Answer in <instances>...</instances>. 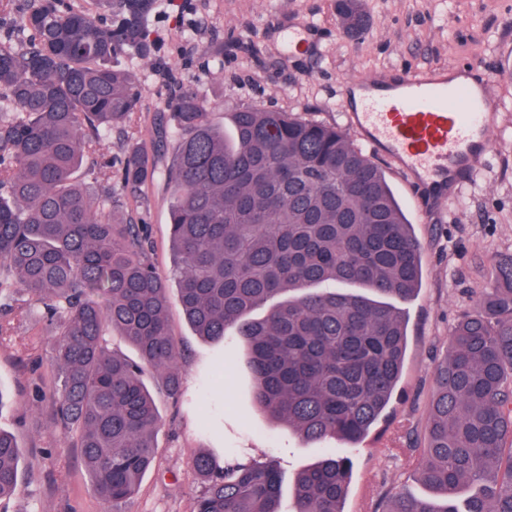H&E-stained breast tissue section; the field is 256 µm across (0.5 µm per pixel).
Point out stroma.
Masks as SVG:
<instances>
[{"label":"stroma","instance_id":"1","mask_svg":"<svg viewBox=\"0 0 512 512\" xmlns=\"http://www.w3.org/2000/svg\"><path fill=\"white\" fill-rule=\"evenodd\" d=\"M366 29L348 36L336 0H155L147 28L156 44L149 58H115L142 92L129 122L87 153L79 180L94 186L98 167L112 161V185L122 187L120 163L132 145L146 150L155 175L134 206L148 227V249L158 271L174 279L170 196L164 177L178 133L170 119L187 90L203 100L209 120L228 126L240 106L256 104L306 120L338 126L382 168L422 246L421 285L407 303V350L388 415L354 448L335 443L351 459L353 476L345 512H384L397 494L427 496L413 474L415 449L425 447V425L435 390L434 368L447 354L448 334L460 316L476 312L495 282L500 261L512 256V69L502 56L512 48V0H360ZM309 34L308 53L282 46L289 29ZM477 67L494 75L492 146L477 176L454 198L434 195L353 128L343 87L356 76L393 77L430 68ZM166 126L169 145L158 148L155 130ZM24 302L0 312L9 327L0 336V429L23 451L19 491L0 500V512H106L93 494L79 449L64 442L49 400L53 329L37 324ZM167 318L183 352L179 399L167 396L156 372L145 382L161 417L154 467L120 512H195L204 488L192 466L203 451L243 460L276 461L283 504H291L297 473L322 458L323 445H304L273 424L253 397L244 346L195 336L178 303Z\"/></svg>","mask_w":512,"mask_h":512}]
</instances>
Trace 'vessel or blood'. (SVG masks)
Returning a JSON list of instances; mask_svg holds the SVG:
<instances>
[{
	"label": "vessel or blood",
	"instance_id": "b4317fda",
	"mask_svg": "<svg viewBox=\"0 0 512 512\" xmlns=\"http://www.w3.org/2000/svg\"><path fill=\"white\" fill-rule=\"evenodd\" d=\"M492 84L489 77L476 87L452 81L435 68L409 72L396 92L367 98L351 120L419 181L470 176L491 148Z\"/></svg>",
	"mask_w": 512,
	"mask_h": 512
}]
</instances>
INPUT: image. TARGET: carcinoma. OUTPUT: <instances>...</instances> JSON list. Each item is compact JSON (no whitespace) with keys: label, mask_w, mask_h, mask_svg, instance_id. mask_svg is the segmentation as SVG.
I'll return each mask as SVG.
<instances>
[{"label":"carcinoma","mask_w":512,"mask_h":512,"mask_svg":"<svg viewBox=\"0 0 512 512\" xmlns=\"http://www.w3.org/2000/svg\"><path fill=\"white\" fill-rule=\"evenodd\" d=\"M153 0H0V299L24 294L55 325L53 415L76 433L96 496L114 512L155 459L161 418L143 376L181 390L169 286L144 225L123 209L110 171L77 180L85 153L140 107L122 53L148 57ZM230 133L182 93L166 178L177 302L195 334L247 345L254 400L305 443H356L386 410L406 351V312L421 280L420 244L385 174L335 126L251 105ZM151 172L124 162L135 193ZM354 284L370 295L338 288ZM262 318L253 311L282 294ZM138 360L112 351L105 328ZM418 473L438 498L397 497L386 512H512V257L483 313L460 321L437 369ZM21 449L0 429V499L18 488ZM196 512H344L351 465L334 453L296 477L283 506L275 463L213 453Z\"/></svg>","instance_id":"obj_1"}]
</instances>
